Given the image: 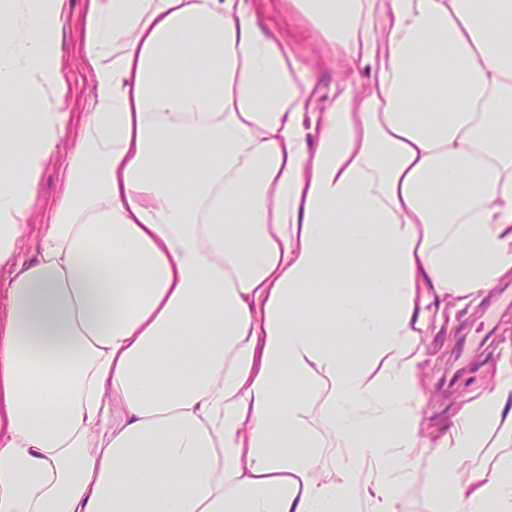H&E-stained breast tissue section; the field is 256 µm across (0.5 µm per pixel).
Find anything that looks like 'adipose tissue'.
<instances>
[{"label": "adipose tissue", "mask_w": 512, "mask_h": 512, "mask_svg": "<svg viewBox=\"0 0 512 512\" xmlns=\"http://www.w3.org/2000/svg\"><path fill=\"white\" fill-rule=\"evenodd\" d=\"M0 1L23 20L0 88L42 104L0 123L27 141L0 157V512H399L423 456L437 512H512V460L455 469L477 424L512 432V359L437 441L418 387L428 305L512 275V0H292L344 72L313 140L308 70L245 0H85L95 105L76 140L67 0ZM178 67L204 91H167ZM357 261L375 277L337 294ZM344 332L365 344L352 370L319 342ZM300 378L328 380L320 411L289 397ZM59 152L49 161L36 189V200L33 215L26 232L30 244L38 237L41 229L40 224H48L56 207L57 201L64 189L63 172L68 162V149Z\"/></svg>", "instance_id": "obj_1"}]
</instances>
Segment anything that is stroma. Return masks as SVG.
<instances>
[{
	"label": "stroma",
	"instance_id": "obj_1",
	"mask_svg": "<svg viewBox=\"0 0 512 512\" xmlns=\"http://www.w3.org/2000/svg\"><path fill=\"white\" fill-rule=\"evenodd\" d=\"M258 8L261 22H271L281 28L288 38L290 50L309 67L316 89L311 101L312 110L329 111L342 72L316 43L308 20L289 0H260ZM85 23L84 0H68L66 20L58 41L61 73L68 86L70 127L76 136L82 133L95 99L94 70L86 59L84 47ZM67 162L68 154L62 151L47 164L36 189L34 211L26 232L28 240H35L42 225L50 222L64 189L63 172ZM494 301L495 290L490 287L474 295L468 304L458 305L456 298L450 297L430 311L423 336L426 351L419 388L423 397L421 426L431 439H439L450 432L463 407L479 398L494 383L501 358L512 355L511 320L500 326L502 339L496 347L475 351L456 382L448 380L460 329L476 327L470 317L472 307ZM479 442L472 457L459 465V472L465 474L477 467L490 469L501 457H512V438L503 437L499 430L484 427ZM430 483V463L420 459L412 475L401 486L403 512H433L435 500Z\"/></svg>",
	"mask_w": 512,
	"mask_h": 512
}]
</instances>
